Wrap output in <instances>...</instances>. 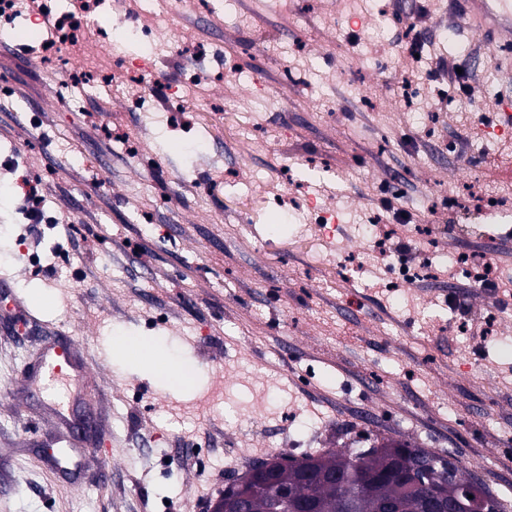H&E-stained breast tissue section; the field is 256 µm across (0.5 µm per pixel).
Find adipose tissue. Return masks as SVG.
I'll return each instance as SVG.
<instances>
[{"label": "adipose tissue", "instance_id": "adipose-tissue-1", "mask_svg": "<svg viewBox=\"0 0 512 512\" xmlns=\"http://www.w3.org/2000/svg\"><path fill=\"white\" fill-rule=\"evenodd\" d=\"M112 350L129 364L150 362L153 375L167 388L187 391L196 384V368L177 359L164 341L118 334L112 338Z\"/></svg>", "mask_w": 512, "mask_h": 512}]
</instances>
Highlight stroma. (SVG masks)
I'll list each match as a JSON object with an SVG mask.
<instances>
[{
	"instance_id": "obj_1",
	"label": "stroma",
	"mask_w": 512,
	"mask_h": 512,
	"mask_svg": "<svg viewBox=\"0 0 512 512\" xmlns=\"http://www.w3.org/2000/svg\"><path fill=\"white\" fill-rule=\"evenodd\" d=\"M229 0L221 20L174 13L168 33H193L223 58L160 55L150 98L171 112V86L208 75L180 127L143 124L123 85L66 105L67 72L0 41V512H208L230 474L268 444L279 452L370 448L392 435L458 457L512 512V319L477 338L495 305L472 281L436 266L394 294L373 288L374 262L414 266L423 245L375 251L400 222L429 224L451 254L489 256L512 277V212L478 237L454 232L455 208L477 207L499 149L473 151L483 114V44L448 0L419 16L392 0ZM372 29L351 41L349 23ZM422 44L413 66L400 53ZM255 76H226L223 61ZM466 70L473 108L449 98ZM269 102L254 109L256 95ZM262 122L266 141L241 143ZM291 171L294 207L314 192L343 230L337 271L325 249L279 207L249 199ZM41 175L45 221L31 226L22 186ZM376 219L374 239L359 227ZM47 290L55 306L30 304ZM361 294L348 309L349 292ZM165 339L198 370L194 391L161 389L112 356L115 330ZM72 343L87 377L67 399L72 427L28 378L46 342Z\"/></svg>"
}]
</instances>
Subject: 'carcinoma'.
<instances>
[{"mask_svg":"<svg viewBox=\"0 0 512 512\" xmlns=\"http://www.w3.org/2000/svg\"><path fill=\"white\" fill-rule=\"evenodd\" d=\"M393 452L403 454L410 465L420 457L429 467L408 474L407 483L391 482L383 474ZM267 465L281 471L282 483L288 485L292 500L280 499V488L270 485L254 495V512L290 508L293 501L301 499L317 501L320 512H381L387 501L396 502L399 512H426L427 500L442 485L450 500L470 494L484 499L488 512H500L499 501L489 493L484 481L475 475H463L458 461L451 456L385 437L363 454L354 448H328L299 457L278 453L258 459L245 476L224 486L221 497L236 494L242 484L256 476L259 467Z\"/></svg>","mask_w":512,"mask_h":512,"instance_id":"obj_1","label":"carcinoma"}]
</instances>
